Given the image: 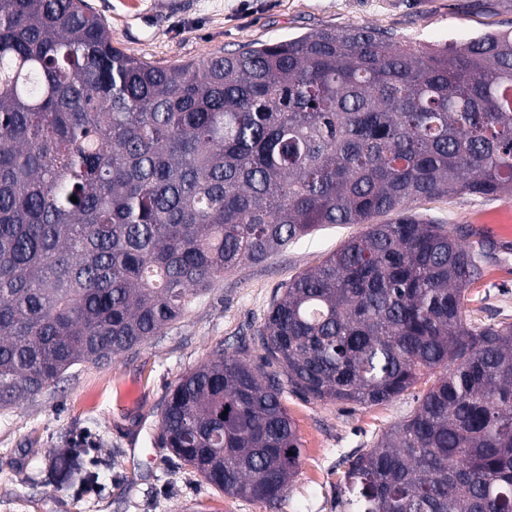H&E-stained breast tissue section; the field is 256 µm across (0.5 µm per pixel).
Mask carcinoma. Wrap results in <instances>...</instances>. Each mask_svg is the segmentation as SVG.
<instances>
[{"instance_id":"1","label":"carcinoma","mask_w":512,"mask_h":512,"mask_svg":"<svg viewBox=\"0 0 512 512\" xmlns=\"http://www.w3.org/2000/svg\"><path fill=\"white\" fill-rule=\"evenodd\" d=\"M454 194L512 197V31L323 28L160 66L86 0H0V410L159 335L242 263L364 224L282 287L264 362L240 345L178 378L160 447L274 507L301 454L284 387L369 406L442 367L338 503L512 512V321L472 318L485 250L413 211Z\"/></svg>"}]
</instances>
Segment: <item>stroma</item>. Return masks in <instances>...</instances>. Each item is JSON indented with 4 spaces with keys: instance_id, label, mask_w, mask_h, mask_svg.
<instances>
[{
    "instance_id": "1",
    "label": "stroma",
    "mask_w": 512,
    "mask_h": 512,
    "mask_svg": "<svg viewBox=\"0 0 512 512\" xmlns=\"http://www.w3.org/2000/svg\"><path fill=\"white\" fill-rule=\"evenodd\" d=\"M112 43L159 64L199 61L244 44L321 28L368 26L400 41L444 45L512 29V0H88ZM418 212L463 233L492 238L468 309L487 321L512 317V200L457 195L422 200ZM360 224H336L258 263L247 262L156 337L100 363L71 369L49 391L0 410V512H339L348 458L403 421L437 378L427 372L399 397L373 406L325 404L285 391L302 443L297 472L273 507L231 498L158 445L161 410L177 379L214 351L250 342L283 285L317 266ZM87 438L83 470L62 468L60 451Z\"/></svg>"
}]
</instances>
